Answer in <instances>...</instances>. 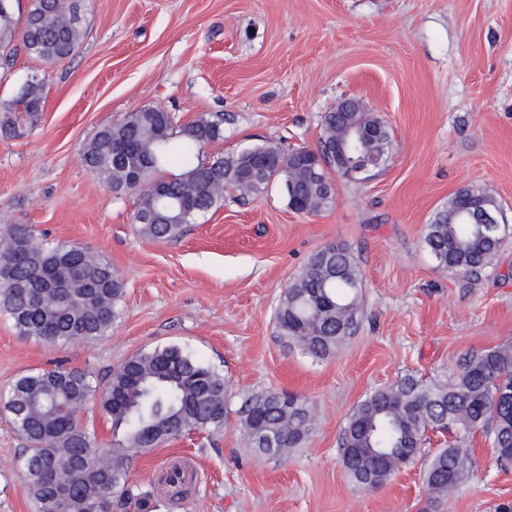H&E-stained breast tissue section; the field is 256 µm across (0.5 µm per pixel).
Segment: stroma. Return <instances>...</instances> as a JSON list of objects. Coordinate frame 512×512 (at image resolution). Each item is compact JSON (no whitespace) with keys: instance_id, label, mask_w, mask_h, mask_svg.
I'll list each match as a JSON object with an SVG mask.
<instances>
[{"instance_id":"35a3bbf8","label":"stroma","mask_w":512,"mask_h":512,"mask_svg":"<svg viewBox=\"0 0 512 512\" xmlns=\"http://www.w3.org/2000/svg\"><path fill=\"white\" fill-rule=\"evenodd\" d=\"M83 26L70 58L21 52L0 78V100L45 81L42 112L15 113V133L0 136V226L101 255L124 278L120 315L108 336L52 345L0 312V390L58 360L102 383L136 352L176 344L223 373L227 413L221 430L134 457L129 481L144 488L175 458L198 471L160 512H422L425 458L448 434L428 432L422 457L374 489L351 482L340 436L373 391L448 379L469 354L512 343V240L470 279L422 242L466 185L491 193L512 224V0H88ZM343 98L383 119L393 149L371 181L334 177L335 205L314 215L288 208L275 185L152 241L135 230V197L113 194L82 161L100 128L143 107L165 109L178 129L223 114L204 160L267 141L314 149ZM329 244L359 260L363 316L351 341L316 359L285 344L275 311ZM265 392L297 394L314 415L305 442L281 456L243 437L241 408ZM466 445L473 475L439 512L512 505V462L497 461L483 432ZM24 446L0 409V512H35Z\"/></svg>"}]
</instances>
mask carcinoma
Masks as SVG:
<instances>
[{
	"label": "carcinoma",
	"instance_id": "obj_1",
	"mask_svg": "<svg viewBox=\"0 0 512 512\" xmlns=\"http://www.w3.org/2000/svg\"><path fill=\"white\" fill-rule=\"evenodd\" d=\"M84 0H0V69L9 72L18 51L54 63L72 56L83 38ZM45 93L37 78L26 80L18 96L0 101V133L14 129L12 113L35 117ZM224 115L201 117L184 126L178 143L168 112L140 108L104 126L84 146L88 171L112 192L136 196L135 228L147 239L180 237L186 224L224 202V188L239 200L263 196L270 185L293 187L287 206L316 214L333 207V183L267 142L200 160L201 150L223 135ZM358 126L376 136L364 153L385 168L392 139L385 123L370 112H327L319 145L332 150ZM173 166L178 173L163 177ZM500 209L485 189L467 185L456 191L426 226L424 244L437 265L464 278L478 276L506 242L512 225L496 233L469 218L472 211ZM0 269L10 272L0 287V311L22 336L50 344L93 341L107 335L124 294L120 271L89 249L40 241L27 224L0 231ZM65 279L54 293L45 279ZM362 271L344 245L314 253L284 293L275 312L288 346L324 359L357 332ZM89 399L122 433L102 449L97 470L84 461L98 448L95 434L75 419L72 408ZM0 406L25 439L21 456L24 483L35 512H158L153 491L137 492L128 482L130 449L153 448L165 439L224 427V375L178 345L156 346L131 356L124 370L105 384L80 369L61 365L19 376ZM244 428L249 444L267 452L262 440L275 439V454L305 441L312 415L297 395L267 393L246 400ZM430 429L454 432L455 440L426 463L423 481L430 492L427 510L448 490L469 479L471 454L463 445L480 429L491 436L498 460H512V344L472 353L448 381L423 383L405 378L369 394L351 415L341 437L342 460L353 481L378 486L413 462Z\"/></svg>",
	"mask_w": 512,
	"mask_h": 512
}]
</instances>
